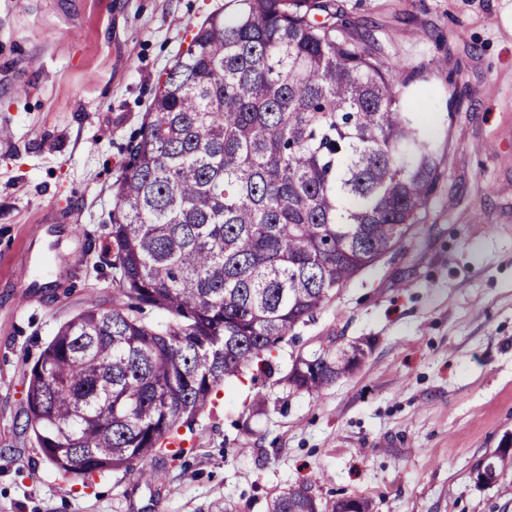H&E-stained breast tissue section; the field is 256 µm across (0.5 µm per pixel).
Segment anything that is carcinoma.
I'll list each match as a JSON object with an SVG mask.
<instances>
[{"mask_svg":"<svg viewBox=\"0 0 512 512\" xmlns=\"http://www.w3.org/2000/svg\"><path fill=\"white\" fill-rule=\"evenodd\" d=\"M338 20L333 0H224L159 79L107 226L117 295L27 374L23 431L58 476L187 455L167 440L417 226L441 164L426 99ZM364 357L331 339L280 381L318 394ZM311 491L270 512H321Z\"/></svg>","mask_w":512,"mask_h":512,"instance_id":"carcinoma-1","label":"carcinoma"}]
</instances>
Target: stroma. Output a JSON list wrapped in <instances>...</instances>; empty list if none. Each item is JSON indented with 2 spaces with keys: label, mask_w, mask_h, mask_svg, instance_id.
Listing matches in <instances>:
<instances>
[{
  "label": "stroma",
  "mask_w": 512,
  "mask_h": 512,
  "mask_svg": "<svg viewBox=\"0 0 512 512\" xmlns=\"http://www.w3.org/2000/svg\"><path fill=\"white\" fill-rule=\"evenodd\" d=\"M349 33L427 98L442 175L403 242L296 342H370L319 395L226 383L146 483L64 482L21 430L27 372L59 326L112 303L105 226L132 134L188 31L224 0H0V512H268L308 480L371 512H512V0H337Z\"/></svg>",
  "instance_id": "obj_1"
}]
</instances>
